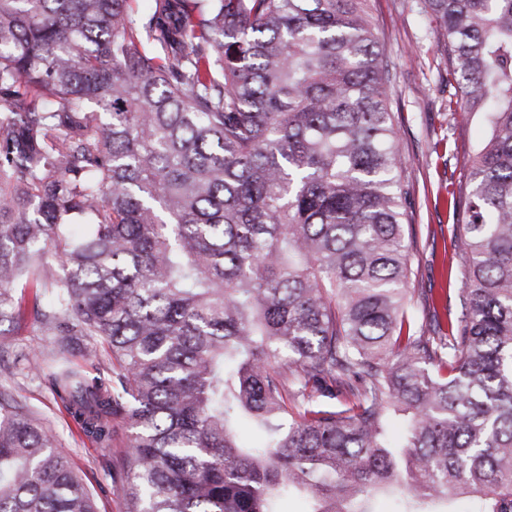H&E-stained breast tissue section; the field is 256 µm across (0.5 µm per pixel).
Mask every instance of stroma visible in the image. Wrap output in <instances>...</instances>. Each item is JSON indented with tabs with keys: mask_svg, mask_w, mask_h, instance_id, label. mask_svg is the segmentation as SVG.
<instances>
[{
	"mask_svg": "<svg viewBox=\"0 0 512 512\" xmlns=\"http://www.w3.org/2000/svg\"><path fill=\"white\" fill-rule=\"evenodd\" d=\"M372 13L390 66L392 112L408 186L406 233L414 244L413 269L422 295L413 300L416 312L426 311V296L443 297L448 286L449 245L446 198L465 182L464 161L484 136L479 116L451 112L447 83L448 58L425 13L424 0H373ZM0 351V386L37 416L49 420L59 446L68 453L99 512H122L126 485L125 461L130 429L114 421L111 447L88 441L55 399L47 383L21 374L14 366L19 353L41 352L50 338L33 318H25L6 338Z\"/></svg>",
	"mask_w": 512,
	"mask_h": 512,
	"instance_id": "35a3bbf8",
	"label": "stroma"
}]
</instances>
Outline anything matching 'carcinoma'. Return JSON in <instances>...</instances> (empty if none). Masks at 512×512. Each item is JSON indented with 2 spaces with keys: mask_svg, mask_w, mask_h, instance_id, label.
Returning <instances> with one entry per match:
<instances>
[{
  "mask_svg": "<svg viewBox=\"0 0 512 512\" xmlns=\"http://www.w3.org/2000/svg\"><path fill=\"white\" fill-rule=\"evenodd\" d=\"M368 2L0 0V336L59 261L33 312L60 362L18 364L103 448L127 414L124 512H373L397 483L402 512L460 490L512 512V0H424L448 109L490 135L461 224L448 192L466 272L422 319ZM0 512H97L2 388Z\"/></svg>",
  "mask_w": 512,
  "mask_h": 512,
  "instance_id": "cac0c4a2",
  "label": "carcinoma"
}]
</instances>
